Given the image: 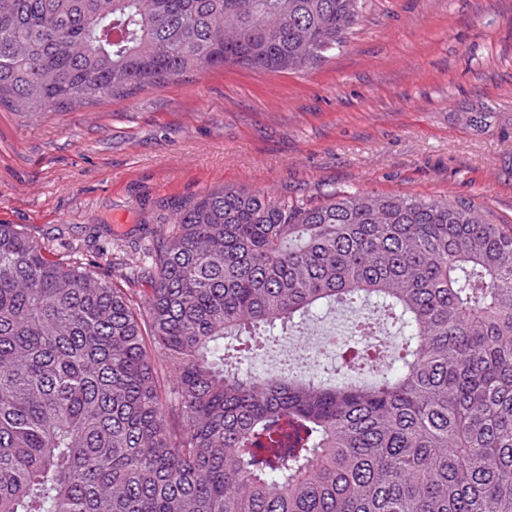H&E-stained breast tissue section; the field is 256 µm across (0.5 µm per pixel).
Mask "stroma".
I'll list each match as a JSON object with an SVG mask.
<instances>
[{
    "mask_svg": "<svg viewBox=\"0 0 512 512\" xmlns=\"http://www.w3.org/2000/svg\"><path fill=\"white\" fill-rule=\"evenodd\" d=\"M224 186L466 199L512 224V0H365L317 67L208 69L56 112L0 108V224L126 273Z\"/></svg>",
    "mask_w": 512,
    "mask_h": 512,
    "instance_id": "stroma-1",
    "label": "stroma"
}]
</instances>
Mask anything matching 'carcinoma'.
<instances>
[{
	"label": "carcinoma",
	"mask_w": 512,
	"mask_h": 512,
	"mask_svg": "<svg viewBox=\"0 0 512 512\" xmlns=\"http://www.w3.org/2000/svg\"><path fill=\"white\" fill-rule=\"evenodd\" d=\"M363 0H0V107L228 64L303 71ZM129 275L0 224V512H512V225L466 200L225 187ZM345 303L403 336L373 381L243 355Z\"/></svg>",
	"instance_id": "1"
}]
</instances>
